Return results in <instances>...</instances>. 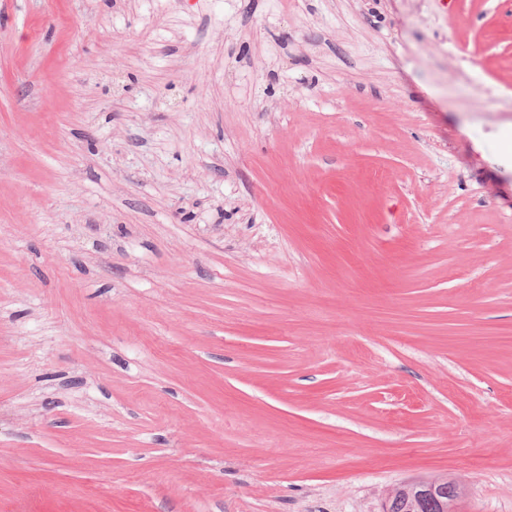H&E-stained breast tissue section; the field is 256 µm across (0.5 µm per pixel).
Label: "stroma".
Here are the masks:
<instances>
[{"label":"stroma","instance_id":"stroma-1","mask_svg":"<svg viewBox=\"0 0 512 512\" xmlns=\"http://www.w3.org/2000/svg\"><path fill=\"white\" fill-rule=\"evenodd\" d=\"M512 0H0V512H512ZM447 482V478H437L429 481H413L404 483L394 488L388 495V512H444L440 504L435 500L422 499L416 497L417 486L421 483Z\"/></svg>","mask_w":512,"mask_h":512}]
</instances>
